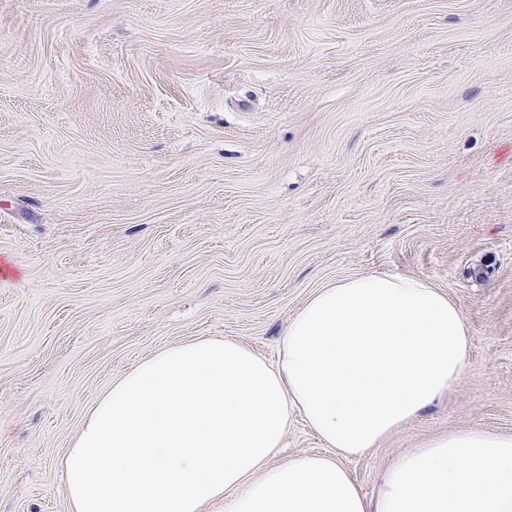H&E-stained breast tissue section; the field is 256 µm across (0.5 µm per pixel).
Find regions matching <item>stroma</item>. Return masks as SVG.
Wrapping results in <instances>:
<instances>
[{
  "mask_svg": "<svg viewBox=\"0 0 512 512\" xmlns=\"http://www.w3.org/2000/svg\"><path fill=\"white\" fill-rule=\"evenodd\" d=\"M429 281L458 385L345 460L512 433V0H0V512H70L112 381L226 337L276 360L326 283Z\"/></svg>",
  "mask_w": 512,
  "mask_h": 512,
  "instance_id": "stroma-1",
  "label": "stroma"
}]
</instances>
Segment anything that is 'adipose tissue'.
<instances>
[{"instance_id":"obj_1","label":"adipose tissue","mask_w":512,"mask_h":512,"mask_svg":"<svg viewBox=\"0 0 512 512\" xmlns=\"http://www.w3.org/2000/svg\"><path fill=\"white\" fill-rule=\"evenodd\" d=\"M461 309L416 276L317 289L277 360L230 338L160 349L116 378L63 460L71 512H512V434L467 428L400 455L365 496L342 461L462 377ZM325 453L278 460L293 414Z\"/></svg>"}]
</instances>
